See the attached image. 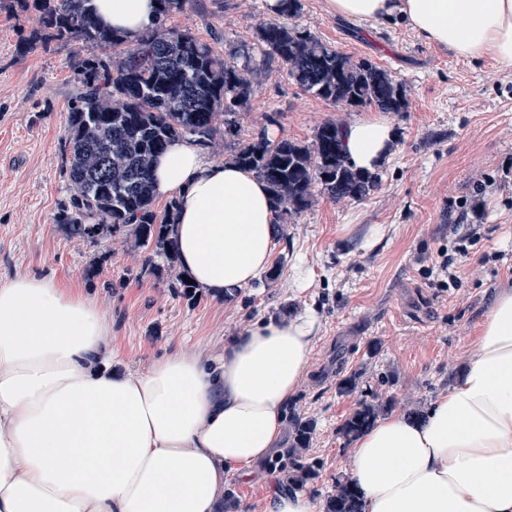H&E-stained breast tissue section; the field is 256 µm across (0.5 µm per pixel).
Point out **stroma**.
<instances>
[{"instance_id":"obj_1","label":"stroma","mask_w":512,"mask_h":512,"mask_svg":"<svg viewBox=\"0 0 512 512\" xmlns=\"http://www.w3.org/2000/svg\"><path fill=\"white\" fill-rule=\"evenodd\" d=\"M292 23L356 60L388 70L402 84L407 108L389 113L396 140L366 198L333 200L316 193L302 213L286 216L275 256L279 279H260L227 301L198 291L188 300L168 282L140 278L143 256L121 239L68 237L57 222L68 201L62 138L76 64L112 48L47 40L31 44L34 9L0 0V280L30 274L93 297L112 331L122 367L144 368L174 352L218 357L226 337L259 318L314 307L320 339L291 401V411L316 421L311 458L317 479L304 492L323 503L345 479L354 444L339 426L360 397L390 402V411H427L447 392L475 352L480 321L495 295L512 289V67L483 56L462 59L419 38L394 17L357 23L328 12L326 0H300ZM267 0H186L170 28L209 44L236 65L250 64L249 109L237 136H217L201 153L227 161L236 140L311 141L328 121L349 124L360 107L332 104L301 88L275 63H263L256 27L270 19ZM481 209H474V202ZM456 224H481L476 253H503L485 265L471 261L463 286L437 294L420 273L422 260L447 245ZM384 234L364 248L375 226ZM309 269L305 287L296 265ZM94 274H86L87 266ZM360 373L359 393L338 387ZM237 512H266L270 471L248 481L229 477Z\"/></svg>"}]
</instances>
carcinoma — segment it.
Masks as SVG:
<instances>
[{
	"instance_id": "cac0c4a2",
	"label": "carcinoma",
	"mask_w": 512,
	"mask_h": 512,
	"mask_svg": "<svg viewBox=\"0 0 512 512\" xmlns=\"http://www.w3.org/2000/svg\"><path fill=\"white\" fill-rule=\"evenodd\" d=\"M41 31L50 38L119 48L107 60H79L62 142L70 186L58 215L67 235L89 241L124 236L144 253L140 276L159 278L178 263L172 237L177 202L154 208L151 166L174 140L207 146L232 135L249 108L248 66L238 67L189 33L166 26L185 0H158L155 20L141 37L127 39L103 26L92 0H33ZM278 18L257 27L263 60L276 61L304 90L347 106L383 112L406 108L403 87L385 69L333 49L289 23L300 0H278ZM231 160L266 183L277 216L307 209L315 190L332 199L360 200L378 186L374 173L358 171L343 148L342 125L325 122L310 143L272 141L263 135L235 145ZM376 397L361 399L339 427L354 439L388 412ZM292 442L282 455L288 482L298 488L317 476L307 457L315 421L290 413ZM324 512H364L349 481H336Z\"/></svg>"
}]
</instances>
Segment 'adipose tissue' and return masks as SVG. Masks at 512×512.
I'll return each mask as SVG.
<instances>
[{
  "label": "adipose tissue",
  "instance_id": "ef3b65f1",
  "mask_svg": "<svg viewBox=\"0 0 512 512\" xmlns=\"http://www.w3.org/2000/svg\"><path fill=\"white\" fill-rule=\"evenodd\" d=\"M138 39L157 0H93ZM353 21L406 19L461 58L512 66V0H327ZM395 140L381 113L344 129L350 162L375 171ZM175 197L185 274L212 298L270 265L275 204L264 183L176 141L155 163ZM311 308L259 321L209 359L176 352L115 366L96 303L33 276L0 282V512H222L228 475L268 461L319 336ZM349 478L365 512H512V290L480 323L476 352L426 416L390 415L357 438Z\"/></svg>",
  "mask_w": 512,
  "mask_h": 512
}]
</instances>
